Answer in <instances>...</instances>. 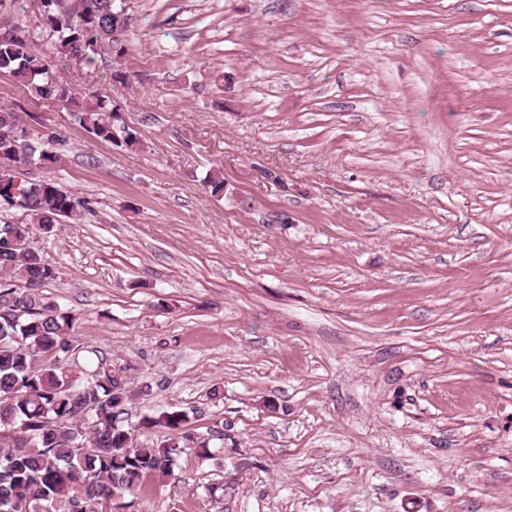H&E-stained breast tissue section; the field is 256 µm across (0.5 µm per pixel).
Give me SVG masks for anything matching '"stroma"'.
<instances>
[{"label": "stroma", "mask_w": 512, "mask_h": 512, "mask_svg": "<svg viewBox=\"0 0 512 512\" xmlns=\"http://www.w3.org/2000/svg\"><path fill=\"white\" fill-rule=\"evenodd\" d=\"M52 54L37 0H6ZM128 50L54 62L139 147L0 75L85 200L36 233L76 380L186 411L124 512H512V0H128ZM221 171L226 189L203 185ZM89 98V103L82 105L81 109L74 111L75 120L97 141L109 142L118 147L133 149L140 144L137 132L133 129H122L118 109L112 108L110 96L101 90H89L84 92ZM114 132L120 139L114 140Z\"/></svg>", "instance_id": "1"}]
</instances>
